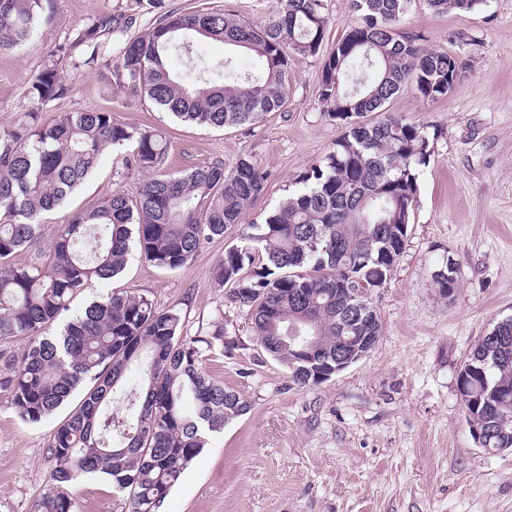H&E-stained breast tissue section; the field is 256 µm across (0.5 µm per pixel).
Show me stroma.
<instances>
[{"mask_svg": "<svg viewBox=\"0 0 512 512\" xmlns=\"http://www.w3.org/2000/svg\"><path fill=\"white\" fill-rule=\"evenodd\" d=\"M186 11H222L265 24L280 0H169ZM131 11L128 36L151 28L148 5L134 0H48L31 37L0 56V132L24 120L31 80L52 51L98 18ZM400 30L422 36L462 65L444 98L423 99L405 87L388 111L434 133V153L419 176L418 203L405 250L370 301L381 320L375 347L318 385L299 386L257 344L248 310L212 287L209 272L240 244L241 228L205 244L187 264L168 270L132 251L113 288L177 307L184 333H212L223 314L234 347L214 346L205 360L212 378L246 400L248 412L213 434L171 489L159 512H512V452L475 441L457 391L474 345L512 317V0H484L470 12H433L414 0ZM322 61L294 59L288 102L250 126L221 129L179 121L143 97L112 93L99 73L72 71L75 89L42 108L103 110L115 122L159 130L170 171L212 163L232 169L244 157L268 173L264 194L245 216L267 211L297 188L332 150L342 127L323 117L318 101ZM123 152L105 150L96 170L48 213L46 225L116 191L135 194L142 173L126 170ZM457 286L443 295L434 274L445 262ZM67 409L38 424L21 422L0 387V512H31L54 467L51 432ZM76 512H128L112 481L88 474L74 485Z\"/></svg>", "mask_w": 512, "mask_h": 512, "instance_id": "1", "label": "stroma"}]
</instances>
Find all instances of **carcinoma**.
<instances>
[{
    "label": "carcinoma",
    "mask_w": 512,
    "mask_h": 512,
    "mask_svg": "<svg viewBox=\"0 0 512 512\" xmlns=\"http://www.w3.org/2000/svg\"><path fill=\"white\" fill-rule=\"evenodd\" d=\"M45 0H0V53L30 38ZM154 26L125 39L105 56L99 34L132 23L106 17L60 44L34 78L29 95L37 105L74 91L67 75L80 64L103 69L120 91L142 92L177 119L213 128L252 125L288 99V68L294 56L320 55L328 28L323 0H282L262 26L223 12H185L168 0H146ZM413 0H351L357 16L324 59L321 112L342 125L335 147L300 181L302 187L242 233L245 245L224 251L210 271L215 288L231 286V300L251 313L261 349L282 363L298 385L326 381L325 365L295 360L293 349L310 336L335 366L340 337H369L381 322L372 306L349 318L336 309L345 288L381 287L405 248L419 193L420 169L433 142L423 128L386 113L406 84L424 99L448 95L461 69L446 51L421 46L416 34L397 26ZM437 13L472 11L483 0H426ZM190 33L246 51L263 62L258 75L224 58L220 78L198 85L179 78L171 59L189 55ZM371 112L378 118L367 121ZM131 148L126 168L149 174L131 198L117 191L77 213L51 232L46 260H10L36 246L42 218L95 169L108 147ZM167 145L154 129L114 122L112 113H39L0 134V343L24 347L0 386L10 390L17 416L37 424L51 416L80 386V403L50 435L55 460L32 512H75L71 488L91 473L112 478L129 512H157L208 435L244 414L248 403L213 380L203 365L214 343H224V318L211 338L183 336L184 319L172 306L146 295L111 291L71 312L74 299L94 281L106 283L124 269L132 243L153 265L177 269L205 243L244 223L264 193L268 176L241 158L229 171L214 163L173 173ZM443 295L457 284L445 265L434 275ZM233 344V341L226 342ZM138 370V387L126 390ZM457 386L467 396L468 422L487 430L484 448H512V319L499 322L475 345Z\"/></svg>",
    "instance_id": "obj_1"
}]
</instances>
